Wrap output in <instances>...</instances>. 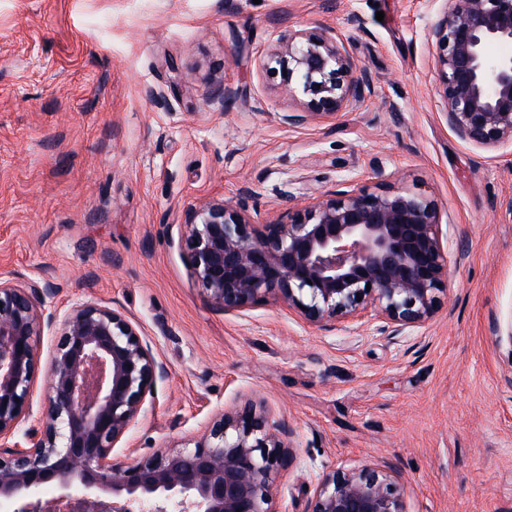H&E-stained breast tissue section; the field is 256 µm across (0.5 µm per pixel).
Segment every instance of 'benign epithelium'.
<instances>
[{"mask_svg":"<svg viewBox=\"0 0 512 512\" xmlns=\"http://www.w3.org/2000/svg\"><path fill=\"white\" fill-rule=\"evenodd\" d=\"M442 108L451 129L486 146L512 142V0H453L430 27ZM268 70L303 96L297 126L353 108L372 80L336 33L279 40ZM442 214L393 184L327 193L268 224L247 207L209 202L183 213L191 278L216 306L241 311L273 297L312 324L366 311L399 330L436 312L448 279ZM371 289H366V286ZM47 283L0 280V512H273L277 480L293 460L292 430L253 401L225 411L193 446L129 464L112 454L166 365L119 310L80 303L46 308ZM60 323L51 394L32 414L37 338ZM395 470L335 469L318 479L309 512H403Z\"/></svg>","mask_w":512,"mask_h":512,"instance_id":"7a95c632","label":"benign epithelium"}]
</instances>
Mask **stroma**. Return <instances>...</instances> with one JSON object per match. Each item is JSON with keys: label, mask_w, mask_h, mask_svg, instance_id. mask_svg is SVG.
<instances>
[{"label": "stroma", "mask_w": 512, "mask_h": 512, "mask_svg": "<svg viewBox=\"0 0 512 512\" xmlns=\"http://www.w3.org/2000/svg\"><path fill=\"white\" fill-rule=\"evenodd\" d=\"M449 6L0 0V277L49 283L63 311L119 309L169 368L116 457L198 439L253 400L293 431L274 512H308L323 472L385 465L404 512H512V144L448 125L428 28ZM320 28L372 90L291 126L300 102L263 62ZM222 85L234 98L208 103ZM350 182L441 208L448 288L422 326L317 327L271 298L227 312L191 279L186 208L242 200L265 224Z\"/></svg>", "instance_id": "obj_1"}]
</instances>
